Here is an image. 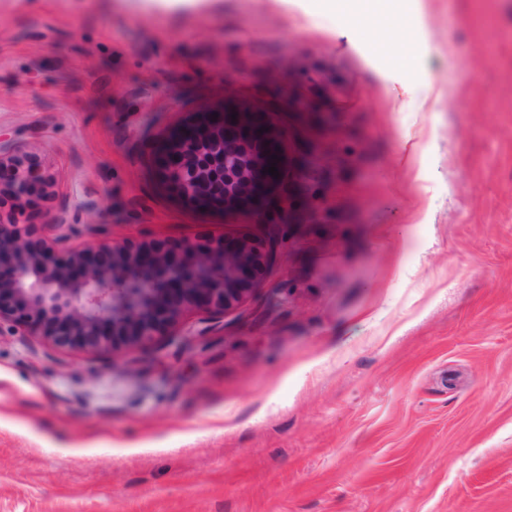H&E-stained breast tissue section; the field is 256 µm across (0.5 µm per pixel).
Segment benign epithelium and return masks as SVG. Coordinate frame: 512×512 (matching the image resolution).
<instances>
[{
    "instance_id": "benign-epithelium-1",
    "label": "benign epithelium",
    "mask_w": 512,
    "mask_h": 512,
    "mask_svg": "<svg viewBox=\"0 0 512 512\" xmlns=\"http://www.w3.org/2000/svg\"><path fill=\"white\" fill-rule=\"evenodd\" d=\"M163 137L153 170L184 204L260 214L280 192L281 138L240 100L198 111ZM273 162L277 177L266 172ZM36 165L0 137V171L9 172L0 181V330L97 359L122 351L154 362L194 358L222 339L227 315L263 287L266 255L250 240L94 242L85 236L105 234L108 225L68 224L50 207L37 212V224L21 221L33 201L57 195L51 173L33 178ZM188 314L197 321L185 327Z\"/></svg>"
}]
</instances>
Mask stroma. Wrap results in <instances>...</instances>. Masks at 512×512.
<instances>
[{
  "instance_id": "obj_1",
  "label": "stroma",
  "mask_w": 512,
  "mask_h": 512,
  "mask_svg": "<svg viewBox=\"0 0 512 512\" xmlns=\"http://www.w3.org/2000/svg\"><path fill=\"white\" fill-rule=\"evenodd\" d=\"M227 98L292 162L261 215L153 173L150 143ZM0 134L67 222L267 255L195 359L0 332V512H512V0H0Z\"/></svg>"
}]
</instances>
